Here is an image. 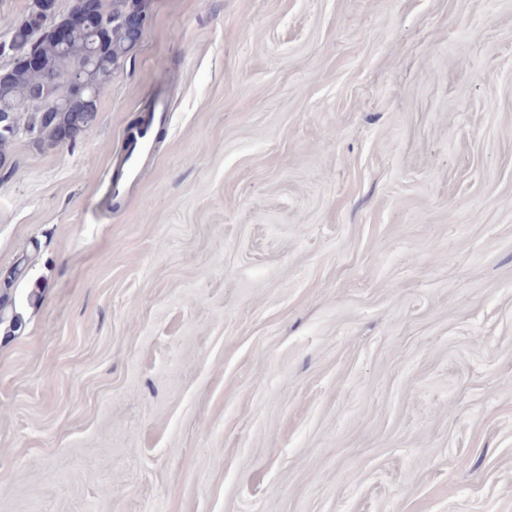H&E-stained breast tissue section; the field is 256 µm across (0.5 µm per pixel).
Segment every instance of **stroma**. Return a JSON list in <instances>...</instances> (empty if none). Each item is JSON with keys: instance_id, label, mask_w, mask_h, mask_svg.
Segmentation results:
<instances>
[{"instance_id": "obj_1", "label": "stroma", "mask_w": 512, "mask_h": 512, "mask_svg": "<svg viewBox=\"0 0 512 512\" xmlns=\"http://www.w3.org/2000/svg\"><path fill=\"white\" fill-rule=\"evenodd\" d=\"M8 154L0 512H512V0H151ZM148 133V132H147ZM147 133L133 132L128 138L127 150L121 162L117 182L123 177L136 178L138 175V157L149 146Z\"/></svg>"}]
</instances>
